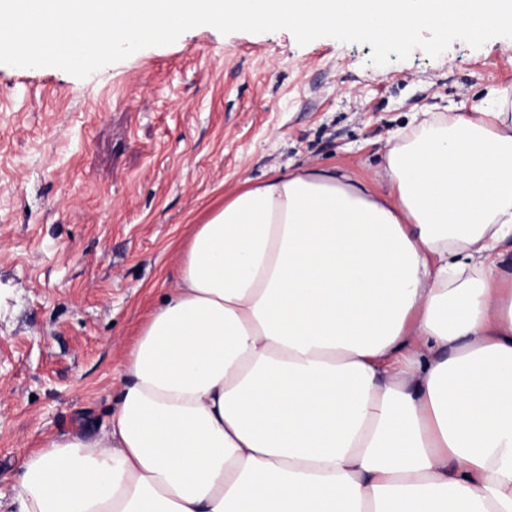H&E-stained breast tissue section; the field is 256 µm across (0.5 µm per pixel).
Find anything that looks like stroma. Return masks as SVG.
Segmentation results:
<instances>
[{
	"mask_svg": "<svg viewBox=\"0 0 512 512\" xmlns=\"http://www.w3.org/2000/svg\"><path fill=\"white\" fill-rule=\"evenodd\" d=\"M367 44L194 27L80 79L0 64V501L50 437L107 424L189 222L271 168L363 175L412 113L512 87V38Z\"/></svg>",
	"mask_w": 512,
	"mask_h": 512,
	"instance_id": "35a3bbf8",
	"label": "stroma"
}]
</instances>
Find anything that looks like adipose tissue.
I'll use <instances>...</instances> for the list:
<instances>
[{"mask_svg":"<svg viewBox=\"0 0 512 512\" xmlns=\"http://www.w3.org/2000/svg\"><path fill=\"white\" fill-rule=\"evenodd\" d=\"M512 91L193 222L99 431L10 512H512Z\"/></svg>","mask_w":512,"mask_h":512,"instance_id":"ef3b65f1","label":"adipose tissue"}]
</instances>
